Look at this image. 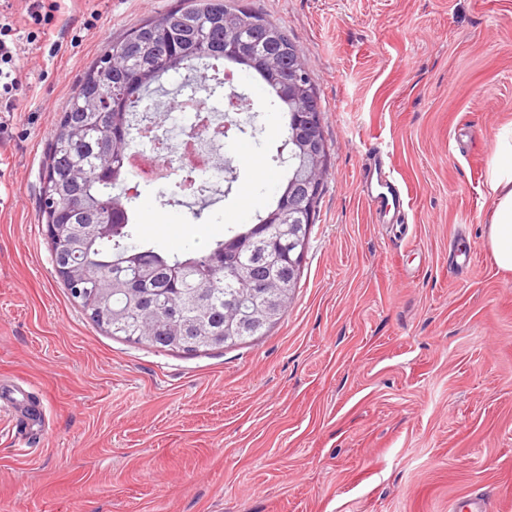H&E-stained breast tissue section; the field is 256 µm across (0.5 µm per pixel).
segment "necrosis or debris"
<instances>
[{"label": "necrosis or debris", "mask_w": 512, "mask_h": 512, "mask_svg": "<svg viewBox=\"0 0 512 512\" xmlns=\"http://www.w3.org/2000/svg\"><path fill=\"white\" fill-rule=\"evenodd\" d=\"M179 104L163 121L145 118L132 131L133 149L127 163V189L192 174L207 190L224 184V127L236 125L228 98H213L205 89L179 91ZM207 126H200L201 117Z\"/></svg>", "instance_id": "obj_1"}]
</instances>
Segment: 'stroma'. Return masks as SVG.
Wrapping results in <instances>:
<instances>
[{
  "instance_id": "35a3bbf8",
  "label": "stroma",
  "mask_w": 512,
  "mask_h": 512,
  "mask_svg": "<svg viewBox=\"0 0 512 512\" xmlns=\"http://www.w3.org/2000/svg\"><path fill=\"white\" fill-rule=\"evenodd\" d=\"M10 3L22 89L0 139V512H453L477 493L512 512V274L484 244V183L512 121V0H239L300 48L330 157L287 313L191 355L95 326L42 216L80 75L177 0H60L35 42L31 0ZM235 77L255 132L224 147L229 192L197 220L164 204L172 184L143 187L134 243L192 253L241 227L246 152L275 183L256 209L277 197L285 119ZM379 151L405 213L366 198Z\"/></svg>"
}]
</instances>
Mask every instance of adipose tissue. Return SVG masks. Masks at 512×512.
<instances>
[{
    "label": "adipose tissue",
    "instance_id": "adipose-tissue-1",
    "mask_svg": "<svg viewBox=\"0 0 512 512\" xmlns=\"http://www.w3.org/2000/svg\"><path fill=\"white\" fill-rule=\"evenodd\" d=\"M487 198L492 207L487 243L498 269L512 272V122L495 140Z\"/></svg>",
    "mask_w": 512,
    "mask_h": 512
}]
</instances>
